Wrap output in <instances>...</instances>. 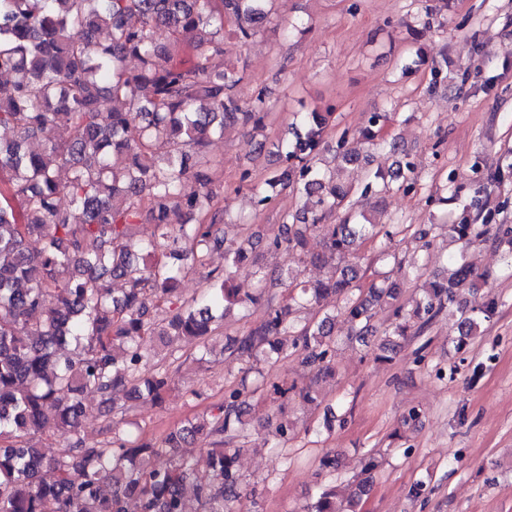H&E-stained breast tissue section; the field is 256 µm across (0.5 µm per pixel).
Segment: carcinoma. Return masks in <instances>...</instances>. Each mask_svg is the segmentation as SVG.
Here are the masks:
<instances>
[{"label": "carcinoma", "instance_id": "obj_1", "mask_svg": "<svg viewBox=\"0 0 512 512\" xmlns=\"http://www.w3.org/2000/svg\"><path fill=\"white\" fill-rule=\"evenodd\" d=\"M275 0H0V512H240L241 449L246 399L256 388L243 372L224 401L186 420L161 441L125 438L112 432L88 444L80 434L83 395L105 403L149 399L161 403L169 389L166 358H155L147 343L194 348L207 353L217 315L243 310L257 296L241 288L240 277L267 290L288 281L286 293L270 302L266 319L241 334H227L229 358L256 353L278 361L292 353L318 376L335 377L331 365L336 320L349 324L346 340L365 343L377 309L391 319L382 331L377 360L393 361L408 341L426 333L444 311L457 315L461 351L497 312L498 299L480 308L466 295L490 287L489 274L467 260L469 249L491 243L503 249L512 274V226L492 225L505 204L487 207L485 182L512 184V163L490 167L478 157L472 165L473 194L460 200L457 177L444 189L460 203L446 228L458 252L445 258L443 271L428 275L424 264L404 260L388 246L375 258L361 251L377 238L402 236L421 252L436 238L437 224L358 221L352 198L399 189L417 194L413 155L388 139L386 112H370L355 134L342 131L335 159L369 162L380 153L393 159L369 169L359 186L344 184L337 168L321 167L315 157L324 144L332 113L296 117L291 137L277 144L284 167L250 186L255 211L269 205L276 188L305 199V209L283 219L270 242L274 251L295 252L327 269L311 281H297L289 270L275 277L253 261L251 236L224 250L217 225L224 209L207 190L212 166L200 148L213 130L229 125L262 128L268 104L265 90L249 102L236 88L244 72L224 58V22L245 44L270 22ZM447 0L429 4L419 22L432 23ZM168 28L172 43L159 45L149 30ZM95 52H90V47ZM138 67L131 70L127 60ZM65 129L66 139L53 132ZM37 145L34 150L27 149ZM68 197L78 214L61 211ZM150 234L139 251L129 248L132 226ZM312 237L321 251H307ZM224 252V269L207 272V293L197 302L180 297L191 272L209 266ZM382 261L387 270L365 283L368 268ZM420 281L401 301L402 281ZM122 282L114 296L107 280ZM341 302L335 313L301 317L303 309L327 299ZM269 397L296 393L306 403L309 387L286 381L268 384ZM54 411L57 433L69 439L65 456L49 458L35 435ZM203 436L208 468L171 452ZM377 454L362 467L348 509L338 506L335 485L322 488L303 512H357L374 474ZM53 472L43 479L42 468Z\"/></svg>", "mask_w": 512, "mask_h": 512}]
</instances>
